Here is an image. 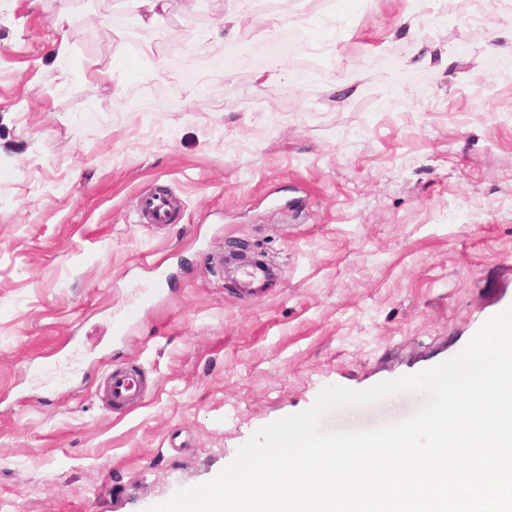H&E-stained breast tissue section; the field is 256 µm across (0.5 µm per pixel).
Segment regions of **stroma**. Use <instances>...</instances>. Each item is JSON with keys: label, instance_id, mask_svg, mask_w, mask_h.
I'll return each mask as SVG.
<instances>
[{"label": "stroma", "instance_id": "1", "mask_svg": "<svg viewBox=\"0 0 512 512\" xmlns=\"http://www.w3.org/2000/svg\"><path fill=\"white\" fill-rule=\"evenodd\" d=\"M509 28L488 0H171L152 28L131 0H0V512H145L324 387L435 366L511 307L512 85L484 81L488 57L512 62ZM290 29L331 45L313 78L217 67L207 97L174 78V57ZM163 93L179 107L116 109ZM161 189L170 221L140 223ZM242 242L275 272L257 296L219 267ZM74 346L66 386L33 379ZM115 366L145 372L141 407L104 404Z\"/></svg>", "mask_w": 512, "mask_h": 512}]
</instances>
